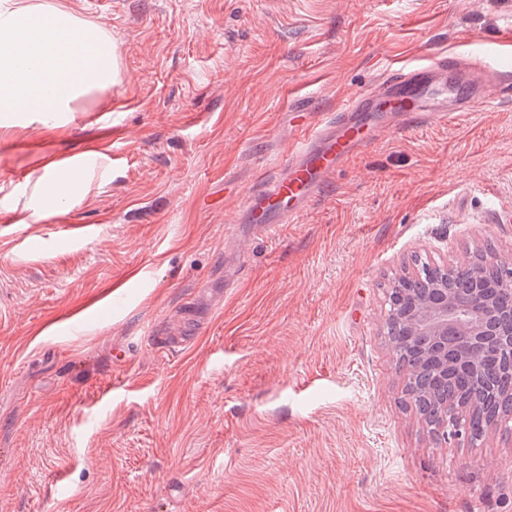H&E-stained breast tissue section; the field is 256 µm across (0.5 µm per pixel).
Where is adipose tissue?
I'll return each instance as SVG.
<instances>
[{
  "instance_id": "obj_1",
  "label": "adipose tissue",
  "mask_w": 512,
  "mask_h": 512,
  "mask_svg": "<svg viewBox=\"0 0 512 512\" xmlns=\"http://www.w3.org/2000/svg\"><path fill=\"white\" fill-rule=\"evenodd\" d=\"M118 81L115 45L101 27L50 0H0V142L34 124L62 130L81 100ZM97 153L42 155L21 223L46 217L51 198L68 210L81 204L91 191L84 160Z\"/></svg>"
}]
</instances>
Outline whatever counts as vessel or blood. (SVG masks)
<instances>
[{
  "label": "vessel or blood",
  "mask_w": 512,
  "mask_h": 512,
  "mask_svg": "<svg viewBox=\"0 0 512 512\" xmlns=\"http://www.w3.org/2000/svg\"><path fill=\"white\" fill-rule=\"evenodd\" d=\"M450 70L470 74L471 79L463 83L454 105L435 103L434 87ZM496 74L484 61L457 58L397 68L370 93L345 100L334 116L302 124L301 138L280 169L244 200L247 232L267 236L280 225L294 223L339 166L377 136L385 119L399 117L406 127L447 123L475 104V80Z\"/></svg>",
  "instance_id": "obj_1"
}]
</instances>
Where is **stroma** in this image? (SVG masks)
Returning a JSON list of instances; mask_svg holds the SVG:
<instances>
[{"instance_id":"1","label":"stroma","mask_w":512,"mask_h":512,"mask_svg":"<svg viewBox=\"0 0 512 512\" xmlns=\"http://www.w3.org/2000/svg\"><path fill=\"white\" fill-rule=\"evenodd\" d=\"M63 2L120 82L0 143V512H512V420L435 444L382 334L412 256L512 260V84L383 129L272 238L239 224L297 116L500 50L512 0ZM89 136L91 194L17 223L38 150Z\"/></svg>"}]
</instances>
